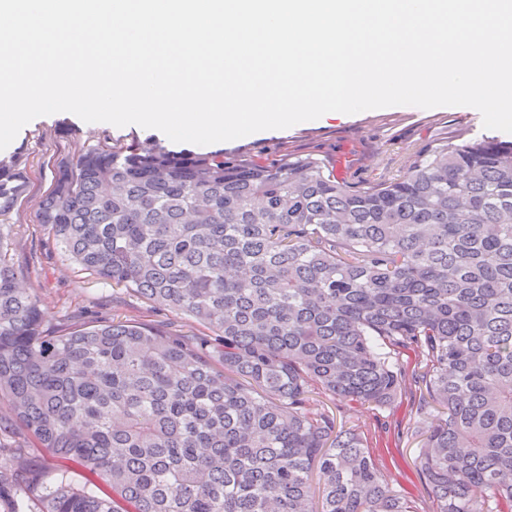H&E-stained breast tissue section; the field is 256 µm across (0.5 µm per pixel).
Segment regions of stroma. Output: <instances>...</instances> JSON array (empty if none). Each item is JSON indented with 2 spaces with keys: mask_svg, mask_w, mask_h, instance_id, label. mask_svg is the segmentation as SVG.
I'll return each instance as SVG.
<instances>
[{
  "mask_svg": "<svg viewBox=\"0 0 512 512\" xmlns=\"http://www.w3.org/2000/svg\"><path fill=\"white\" fill-rule=\"evenodd\" d=\"M91 134L110 139L116 146L150 148L158 143L175 152L183 149L155 129L87 123L68 112L36 118L22 128L7 149L8 154L23 155L27 172L25 190L9 214L14 232L12 255L23 271L22 284L38 298L43 330L55 332L115 318L143 319L184 335L199 333V325L184 316L153 309L143 298L81 271L38 224L36 213L51 188L58 161L75 158ZM511 137L484 128L481 114L471 107L393 106L261 131L221 143L220 148L226 160L238 164L280 165L311 156L329 163L340 180L357 187L399 178L419 155L450 142ZM423 402L420 391L405 390L383 409L365 410L340 402L332 412L337 423L364 432L394 490L413 501L418 512H435L434 496L417 465L426 427L418 415ZM9 416L8 407L1 405L0 447L19 464L25 485L0 491V512H38L32 488L51 483L64 472L81 482L94 481L89 470L39 448L22 427L9 424Z\"/></svg>",
  "mask_w": 512,
  "mask_h": 512,
  "instance_id": "stroma-1",
  "label": "stroma"
}]
</instances>
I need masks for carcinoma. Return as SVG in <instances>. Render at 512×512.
Segmentation results:
<instances>
[{
	"label": "carcinoma",
	"instance_id": "obj_1",
	"mask_svg": "<svg viewBox=\"0 0 512 512\" xmlns=\"http://www.w3.org/2000/svg\"><path fill=\"white\" fill-rule=\"evenodd\" d=\"M23 167L0 159V405L105 485L63 474L39 512H417L320 400L381 409L412 385L435 404L436 512H512V143L445 144L358 188L313 157L86 145L39 223L202 336L45 333L11 255Z\"/></svg>",
	"mask_w": 512,
	"mask_h": 512
}]
</instances>
